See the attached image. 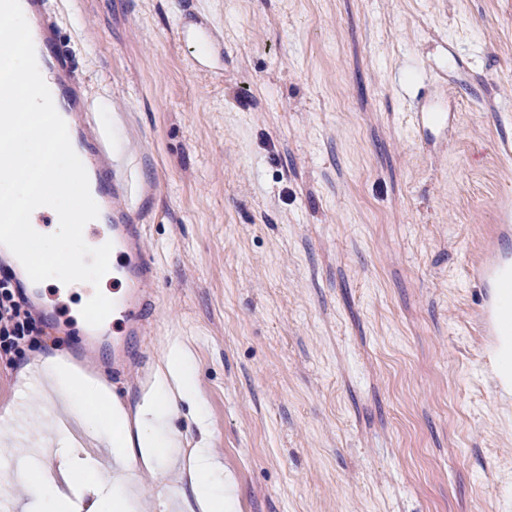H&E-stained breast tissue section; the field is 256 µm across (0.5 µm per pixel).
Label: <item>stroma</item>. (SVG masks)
<instances>
[{
	"label": "stroma",
	"mask_w": 512,
	"mask_h": 512,
	"mask_svg": "<svg viewBox=\"0 0 512 512\" xmlns=\"http://www.w3.org/2000/svg\"><path fill=\"white\" fill-rule=\"evenodd\" d=\"M100 122L122 116L158 269L138 368L52 319L0 356V500L60 410L46 359L135 409L188 347L237 512H512V400L468 269L512 197V0H51ZM223 51L204 67L194 21ZM445 122L420 132L415 115ZM175 469L138 512H188Z\"/></svg>",
	"instance_id": "35a3bbf8"
}]
</instances>
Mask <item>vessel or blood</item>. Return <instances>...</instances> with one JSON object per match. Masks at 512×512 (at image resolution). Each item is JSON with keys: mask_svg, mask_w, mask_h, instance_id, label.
I'll return each mask as SVG.
<instances>
[{"mask_svg": "<svg viewBox=\"0 0 512 512\" xmlns=\"http://www.w3.org/2000/svg\"><path fill=\"white\" fill-rule=\"evenodd\" d=\"M32 34L37 64L47 75V86L54 106L65 120L75 147L82 155L89 190L99 208L98 223L112 231L110 264L113 282V313L121 325L122 338L109 342L110 323L89 328L86 344L112 343V363L127 362L126 342L140 338L147 324L146 313L152 306L149 283L155 270L143 249V227L132 214L128 157L115 130L99 126L93 119L92 104L85 89L71 74L68 52L57 42V30L48 12V0H20ZM469 278L478 282L484 293L478 310L480 335L492 337L501 345L504 334L503 294L512 288V201L503 200L497 222L481 253L471 263Z\"/></svg>", "mask_w": 512, "mask_h": 512, "instance_id": "b4317fda", "label": "vessel or blood"}]
</instances>
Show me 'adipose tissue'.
Wrapping results in <instances>:
<instances>
[{
	"instance_id": "ef3b65f1",
	"label": "adipose tissue",
	"mask_w": 512,
	"mask_h": 512,
	"mask_svg": "<svg viewBox=\"0 0 512 512\" xmlns=\"http://www.w3.org/2000/svg\"><path fill=\"white\" fill-rule=\"evenodd\" d=\"M49 377L86 431L108 442L118 476L110 482L98 478L97 462L80 456L68 429H60L54 450L57 475L38 471L32 462L26 466L29 499L24 512H135L138 469L160 468L175 454L180 457L179 480L188 486L196 512H236L237 482L222 469L207 439L186 449L173 437L171 420L180 403L191 406L197 425L206 422L196 365L185 349L169 350L162 370L131 413L93 381L59 368L51 369ZM204 474L210 475L209 483L201 482Z\"/></svg>"
}]
</instances>
